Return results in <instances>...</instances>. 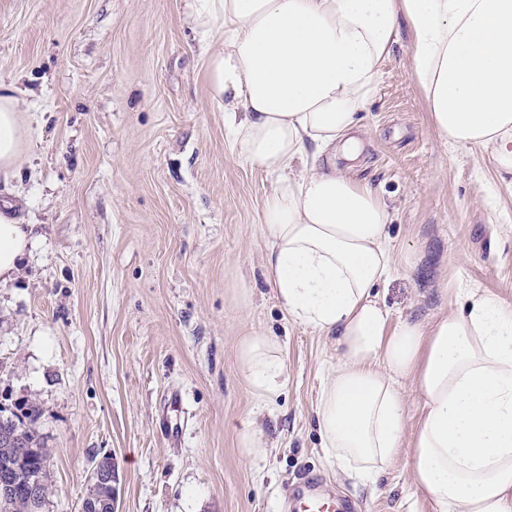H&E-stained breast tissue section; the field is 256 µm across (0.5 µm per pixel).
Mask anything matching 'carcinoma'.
Masks as SVG:
<instances>
[{"label": "carcinoma", "instance_id": "obj_1", "mask_svg": "<svg viewBox=\"0 0 512 512\" xmlns=\"http://www.w3.org/2000/svg\"><path fill=\"white\" fill-rule=\"evenodd\" d=\"M40 417L37 405L23 401L10 405L0 402V430L6 436L0 438V471H10L21 480L38 482L43 494L49 493L47 462L48 448L36 434ZM0 512H31L26 496L19 491L10 497L0 495Z\"/></svg>", "mask_w": 512, "mask_h": 512}]
</instances>
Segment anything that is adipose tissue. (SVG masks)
I'll return each mask as SVG.
<instances>
[{"label": "adipose tissue", "instance_id": "obj_1", "mask_svg": "<svg viewBox=\"0 0 512 512\" xmlns=\"http://www.w3.org/2000/svg\"><path fill=\"white\" fill-rule=\"evenodd\" d=\"M210 95L236 157L272 179L268 280L290 320L338 354L316 397L321 446L364 485L410 446L433 512H512V304L473 289L424 325L392 321L379 291L395 269L388 203L326 162L354 150L401 32L440 141L490 150L512 175V0H195ZM19 91L0 82V176L32 153ZM34 241L0 211V284ZM238 365L260 398L288 381L276 337H244ZM422 412L406 435L407 390Z\"/></svg>", "mask_w": 512, "mask_h": 512}]
</instances>
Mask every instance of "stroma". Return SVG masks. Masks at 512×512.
Returning a JSON list of instances; mask_svg holds the SVG:
<instances>
[{"mask_svg": "<svg viewBox=\"0 0 512 512\" xmlns=\"http://www.w3.org/2000/svg\"><path fill=\"white\" fill-rule=\"evenodd\" d=\"M191 12L192 0H0V81L20 89L34 144L11 184L36 236L0 286V399L40 409L42 512H78L106 456L118 512H287L303 478L353 512H432L409 448L371 488L320 446L313 406L336 350L290 321L267 282L271 181L233 151ZM409 52L404 32L354 165L393 213L384 301L427 324L468 289L512 299V176L485 150L439 142ZM257 331L287 365L270 400L237 366ZM246 419L267 443L251 459Z\"/></svg>", "mask_w": 512, "mask_h": 512, "instance_id": "1", "label": "stroma"}]
</instances>
